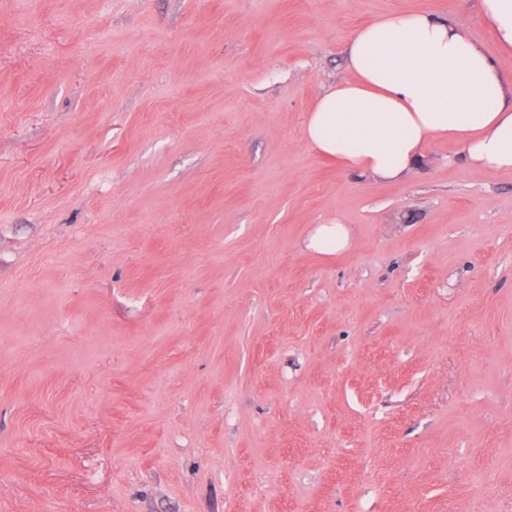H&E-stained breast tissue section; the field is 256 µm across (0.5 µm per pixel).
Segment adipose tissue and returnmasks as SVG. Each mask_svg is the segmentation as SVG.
Segmentation results:
<instances>
[{"mask_svg":"<svg viewBox=\"0 0 512 512\" xmlns=\"http://www.w3.org/2000/svg\"><path fill=\"white\" fill-rule=\"evenodd\" d=\"M476 8L494 48L464 22L425 12H390L356 27L349 76L316 98L307 145L375 180L418 174L429 147L448 138L465 167L512 172V77L494 60L512 56V0H477Z\"/></svg>","mask_w":512,"mask_h":512,"instance_id":"1","label":"adipose tissue"}]
</instances>
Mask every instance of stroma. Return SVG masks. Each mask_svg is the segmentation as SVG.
<instances>
[{"label":"stroma","mask_w":512,"mask_h":512,"mask_svg":"<svg viewBox=\"0 0 512 512\" xmlns=\"http://www.w3.org/2000/svg\"><path fill=\"white\" fill-rule=\"evenodd\" d=\"M390 11L493 42L475 0H0V512H512V173L304 141ZM349 229L339 220H330L327 224H319L309 237L308 248L319 253L333 254L349 246Z\"/></svg>","instance_id":"stroma-1"}]
</instances>
